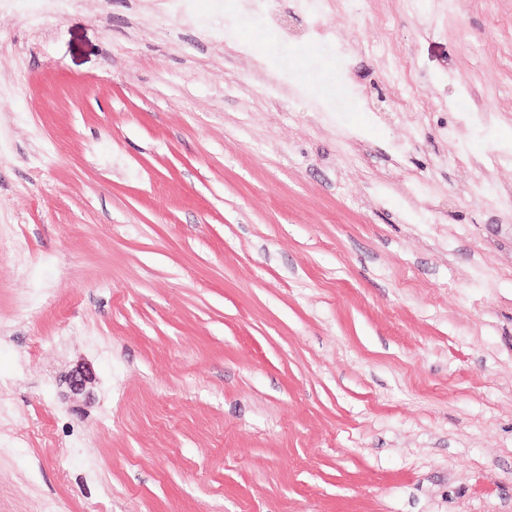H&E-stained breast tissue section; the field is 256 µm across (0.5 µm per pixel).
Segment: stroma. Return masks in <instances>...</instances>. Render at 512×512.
<instances>
[{
    "mask_svg": "<svg viewBox=\"0 0 512 512\" xmlns=\"http://www.w3.org/2000/svg\"><path fill=\"white\" fill-rule=\"evenodd\" d=\"M187 7L0 0V512H512V0Z\"/></svg>",
    "mask_w": 512,
    "mask_h": 512,
    "instance_id": "stroma-1",
    "label": "stroma"
}]
</instances>
